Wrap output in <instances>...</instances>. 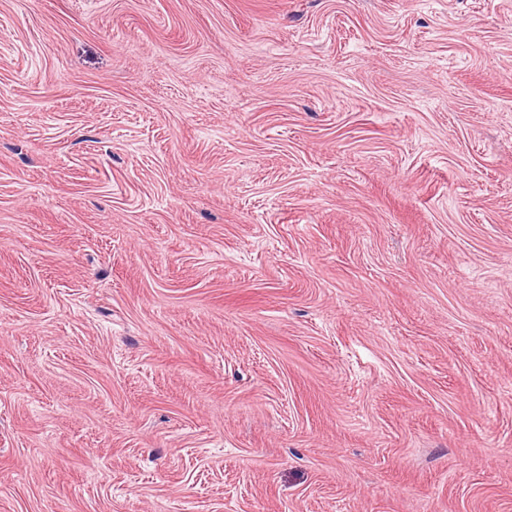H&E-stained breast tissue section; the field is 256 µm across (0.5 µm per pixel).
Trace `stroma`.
I'll list each match as a JSON object with an SVG mask.
<instances>
[{"label":"stroma","mask_w":512,"mask_h":512,"mask_svg":"<svg viewBox=\"0 0 512 512\" xmlns=\"http://www.w3.org/2000/svg\"><path fill=\"white\" fill-rule=\"evenodd\" d=\"M0 512H512V0H0Z\"/></svg>","instance_id":"stroma-1"}]
</instances>
